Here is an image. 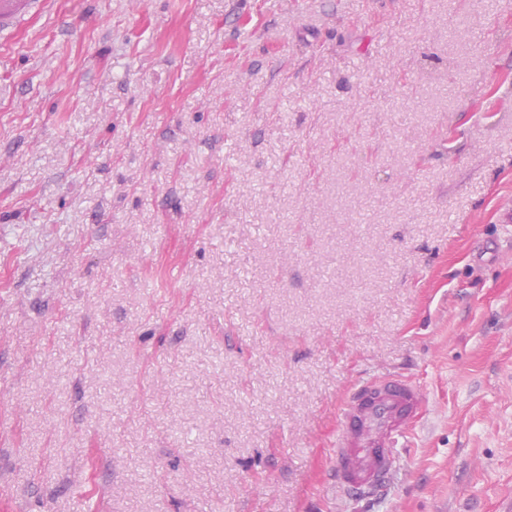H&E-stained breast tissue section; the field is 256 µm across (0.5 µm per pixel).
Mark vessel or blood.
<instances>
[{"label": "vessel or blood", "instance_id": "vessel-or-blood-1", "mask_svg": "<svg viewBox=\"0 0 512 512\" xmlns=\"http://www.w3.org/2000/svg\"><path fill=\"white\" fill-rule=\"evenodd\" d=\"M421 390L395 374L363 377L346 395L330 461L339 491L366 498L383 494L396 472L407 421L419 417Z\"/></svg>", "mask_w": 512, "mask_h": 512}]
</instances>
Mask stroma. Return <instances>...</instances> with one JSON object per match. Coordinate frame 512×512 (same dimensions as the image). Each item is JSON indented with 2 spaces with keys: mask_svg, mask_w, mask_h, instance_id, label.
Masks as SVG:
<instances>
[{
  "mask_svg": "<svg viewBox=\"0 0 512 512\" xmlns=\"http://www.w3.org/2000/svg\"><path fill=\"white\" fill-rule=\"evenodd\" d=\"M379 373L425 411L347 500ZM0 512H512V0L1 18ZM421 390L395 374L363 377L346 395L330 461L336 488L348 497L382 495L396 472L398 448L407 437L406 422L419 417Z\"/></svg>",
  "mask_w": 512,
  "mask_h": 512,
  "instance_id": "stroma-1",
  "label": "stroma"
}]
</instances>
